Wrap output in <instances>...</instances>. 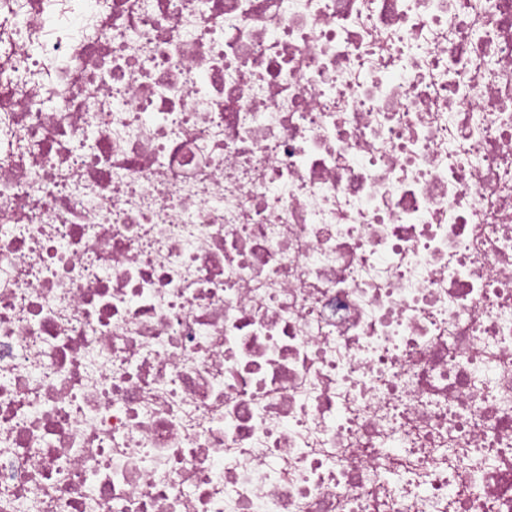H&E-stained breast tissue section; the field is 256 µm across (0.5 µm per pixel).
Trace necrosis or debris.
Instances as JSON below:
<instances>
[{
	"label": "necrosis or debris",
	"instance_id": "1",
	"mask_svg": "<svg viewBox=\"0 0 512 512\" xmlns=\"http://www.w3.org/2000/svg\"><path fill=\"white\" fill-rule=\"evenodd\" d=\"M0 512H512V0H0Z\"/></svg>",
	"mask_w": 512,
	"mask_h": 512
}]
</instances>
